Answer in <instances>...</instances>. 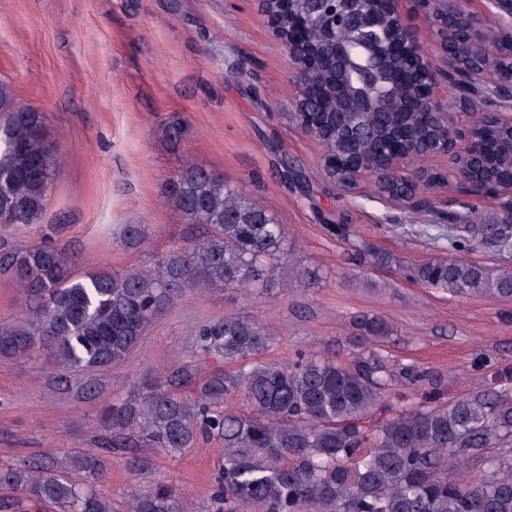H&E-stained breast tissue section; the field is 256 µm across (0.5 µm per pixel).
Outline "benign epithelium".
<instances>
[{"instance_id":"obj_1","label":"benign epithelium","mask_w":512,"mask_h":512,"mask_svg":"<svg viewBox=\"0 0 512 512\" xmlns=\"http://www.w3.org/2000/svg\"><path fill=\"white\" fill-rule=\"evenodd\" d=\"M473 0H456L459 13L453 27L442 24L448 16V0H412L415 9L434 29L443 65L434 61L417 27L405 13L406 0H259L260 17L272 37L288 55L297 92L294 114L300 129L321 147V162L336 167L328 147L330 130L312 117L308 105V76L316 71L327 79L332 94L335 133L342 135L355 154L341 181L331 180L337 190L359 194L381 177L400 180L413 157L423 152L432 157H451L454 169L448 188L464 196L490 200L498 205L505 223L512 224V181L473 180L469 162L478 151L463 125L464 112H450L438 97L443 86L459 92L465 107L490 98L483 113L491 128L512 129V69L488 92L475 81L461 60L479 54L494 64L501 54L492 52L478 29V17L470 9ZM508 17L502 31L509 36L507 58L512 64V0H491ZM316 27L320 40L312 43L307 30ZM407 88L399 112L415 117L425 129L419 137L407 123L379 141L373 154L361 148L355 117L363 112L384 115L392 111L393 92ZM394 207L433 210L429 198L380 194Z\"/></svg>"}]
</instances>
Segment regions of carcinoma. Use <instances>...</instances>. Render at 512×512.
<instances>
[{"instance_id": "1", "label": "carcinoma", "mask_w": 512, "mask_h": 512, "mask_svg": "<svg viewBox=\"0 0 512 512\" xmlns=\"http://www.w3.org/2000/svg\"><path fill=\"white\" fill-rule=\"evenodd\" d=\"M54 132L40 113L20 104L0 81V228L37 224L46 208L52 172L60 165ZM164 198L191 224L207 227L200 240L172 247L154 265L118 272L74 271L67 253L41 245H3L0 269L21 292L22 319L0 321V360L45 350L66 370H103L123 360L146 330L192 291L266 287L288 265L298 275L281 225L224 178L187 167L171 177ZM493 242L512 254V226H491ZM141 224H127L124 242L141 244ZM405 279L465 298L512 297V266L492 269L463 257H434L402 268ZM361 353L349 364L302 354L287 363L251 362L270 331L238 315L197 332L200 363L238 362L201 384L194 370L146 379L133 395L104 408L111 448L128 435L180 453L201 434L224 444L223 481L215 498L229 512H512V396L470 392L441 400L437 378L414 365L394 371L375 348L390 334L381 316L353 320ZM425 387L423 402L367 432L360 421L383 400L396 378ZM187 387L175 393L177 387ZM242 395L252 414L224 402ZM483 473L448 477L471 458ZM84 481L70 480L52 460L23 468L0 466V489L58 512H112L93 490L106 473L102 456L74 455ZM127 512H193L165 483L134 497Z\"/></svg>"}]
</instances>
